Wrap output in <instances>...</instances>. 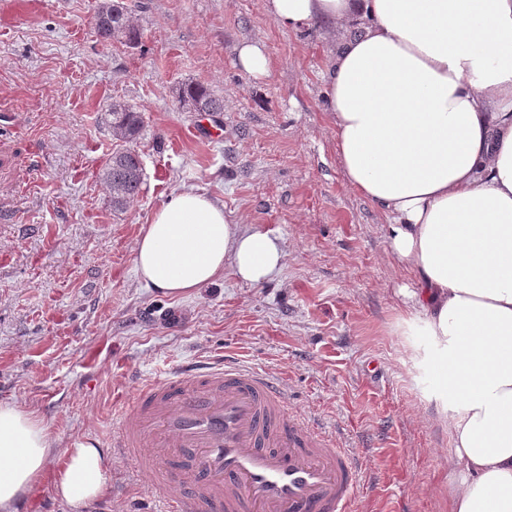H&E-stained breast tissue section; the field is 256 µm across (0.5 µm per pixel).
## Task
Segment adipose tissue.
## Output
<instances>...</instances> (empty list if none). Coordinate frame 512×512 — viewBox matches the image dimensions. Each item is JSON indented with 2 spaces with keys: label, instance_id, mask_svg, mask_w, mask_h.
Returning a JSON list of instances; mask_svg holds the SVG:
<instances>
[{
  "label": "adipose tissue",
  "instance_id": "ef3b65f1",
  "mask_svg": "<svg viewBox=\"0 0 512 512\" xmlns=\"http://www.w3.org/2000/svg\"><path fill=\"white\" fill-rule=\"evenodd\" d=\"M281 28L326 24L325 72L338 162L382 210L409 270L408 321L430 339L420 363L461 479L451 512H512V0H264ZM277 236L233 224L184 190L135 249L147 287L180 297L225 269L261 284L284 263ZM108 461L83 442L56 449L43 421L0 403V512L43 481L74 512L105 491Z\"/></svg>",
  "mask_w": 512,
  "mask_h": 512
}]
</instances>
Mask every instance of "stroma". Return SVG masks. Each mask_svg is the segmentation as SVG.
<instances>
[{
  "label": "stroma",
  "instance_id": "1",
  "mask_svg": "<svg viewBox=\"0 0 512 512\" xmlns=\"http://www.w3.org/2000/svg\"><path fill=\"white\" fill-rule=\"evenodd\" d=\"M102 0H0V403L38 416L56 448L109 457L96 512H135L151 472L113 455L136 382L216 355L265 371L294 415L322 423L362 467L353 512H448L460 479L417 367L383 212L346 183L327 112L322 26L278 27L262 0H123L137 46L99 39ZM243 41L271 60L256 80ZM223 98L218 142L196 137L178 90ZM141 112L139 197L124 212L99 178L113 102ZM201 191L245 230L272 232L284 265L263 285L225 271L171 297L140 280L136 242L173 193ZM239 68L255 79L268 77L271 71L270 58L265 46L256 41H243L235 48Z\"/></svg>",
  "mask_w": 512,
  "mask_h": 512
}]
</instances>
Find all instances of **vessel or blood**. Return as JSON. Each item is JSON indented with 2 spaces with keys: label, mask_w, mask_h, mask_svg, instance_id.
<instances>
[{
  "label": "vessel or blood",
  "mask_w": 512,
  "mask_h": 512,
  "mask_svg": "<svg viewBox=\"0 0 512 512\" xmlns=\"http://www.w3.org/2000/svg\"><path fill=\"white\" fill-rule=\"evenodd\" d=\"M112 452L143 460L153 512H351L358 464L288 413L265 372L224 359L138 386Z\"/></svg>",
  "instance_id": "obj_1"
}]
</instances>
